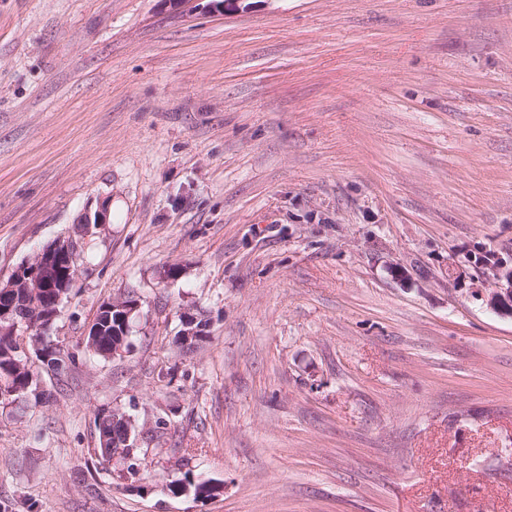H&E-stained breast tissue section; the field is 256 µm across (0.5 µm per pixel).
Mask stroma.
<instances>
[{"instance_id": "1", "label": "stroma", "mask_w": 512, "mask_h": 512, "mask_svg": "<svg viewBox=\"0 0 512 512\" xmlns=\"http://www.w3.org/2000/svg\"><path fill=\"white\" fill-rule=\"evenodd\" d=\"M208 3L0 0V283L72 240L78 355L0 404V512H512V317L472 295L512 255V0ZM127 293L129 352L85 354ZM114 410L121 411V414L118 415L119 418L125 414V411H123L121 408L114 407L109 410L98 411L94 417V425L97 435V448H95V453H97L98 456L104 461L108 459L110 460V458H112V462H115L118 457V454H114L112 452V434L116 437H120L123 429L127 430V428H125L124 425H121L120 422L114 423V421H112V411ZM103 437L107 438V448H102ZM170 489L174 494L192 491L196 499L205 500L219 495L222 491L220 483L212 479L194 477L190 471H186L183 477L170 483Z\"/></svg>"}]
</instances>
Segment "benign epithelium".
<instances>
[{
  "instance_id": "1",
  "label": "benign epithelium",
  "mask_w": 512,
  "mask_h": 512,
  "mask_svg": "<svg viewBox=\"0 0 512 512\" xmlns=\"http://www.w3.org/2000/svg\"><path fill=\"white\" fill-rule=\"evenodd\" d=\"M74 246L71 241L60 239L40 251L34 261L20 266L13 274V284L0 290V321L11 315L16 300L10 292L17 288H69L74 282L71 270L63 265L73 260ZM494 286L481 293L486 305L494 312L512 316V264L502 261L495 266ZM140 307L139 300L130 296L113 299L104 310L115 314L122 324H127L130 315Z\"/></svg>"
}]
</instances>
